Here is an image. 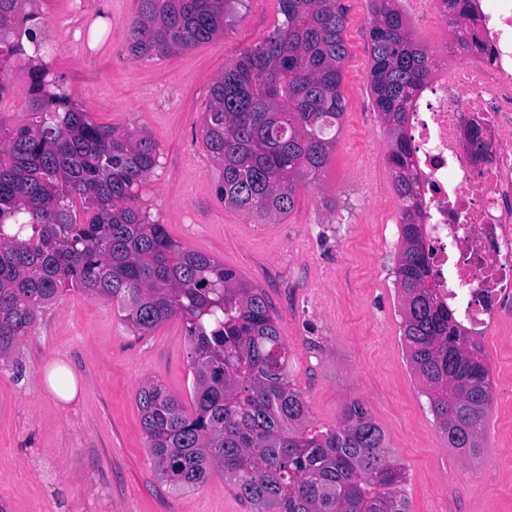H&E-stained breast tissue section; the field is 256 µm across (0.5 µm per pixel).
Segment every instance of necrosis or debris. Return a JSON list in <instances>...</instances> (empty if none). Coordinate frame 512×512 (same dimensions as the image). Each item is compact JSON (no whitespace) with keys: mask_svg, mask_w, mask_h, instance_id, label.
<instances>
[{"mask_svg":"<svg viewBox=\"0 0 512 512\" xmlns=\"http://www.w3.org/2000/svg\"><path fill=\"white\" fill-rule=\"evenodd\" d=\"M410 112L431 283L469 336L512 329V0H476Z\"/></svg>","mask_w":512,"mask_h":512,"instance_id":"necrosis-or-debris-1","label":"necrosis or debris"}]
</instances>
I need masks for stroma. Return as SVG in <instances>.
<instances>
[{"instance_id": "obj_1", "label": "stroma", "mask_w": 512, "mask_h": 512, "mask_svg": "<svg viewBox=\"0 0 512 512\" xmlns=\"http://www.w3.org/2000/svg\"><path fill=\"white\" fill-rule=\"evenodd\" d=\"M338 2L348 48L342 129L319 184L298 187L294 210L275 220L217 199L219 172L201 127L212 83L273 30L277 0H237L223 36L142 59L124 50L137 0L39 7L48 61L74 102L98 123L143 128L157 141L159 165L142 190L152 218L269 296L314 426H335L346 400L358 399L407 467L411 512H512V333L483 342L492 385L484 446L461 458L407 361L395 277L400 227L375 222L397 196L391 137L368 84L373 17L360 15L358 0ZM188 354L182 320L136 336L112 303L65 292L18 363L0 364V512H248L223 475L177 492L155 474L136 393L158 381L189 402ZM57 365L76 378L72 399L49 384Z\"/></svg>"}]
</instances>
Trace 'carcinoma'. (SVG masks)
Segmentation results:
<instances>
[{
  "instance_id": "obj_1",
  "label": "carcinoma",
  "mask_w": 512,
  "mask_h": 512,
  "mask_svg": "<svg viewBox=\"0 0 512 512\" xmlns=\"http://www.w3.org/2000/svg\"><path fill=\"white\" fill-rule=\"evenodd\" d=\"M32 0H0L4 71L26 61L27 110L0 111V362L7 361L66 288L110 301L136 336L182 319L190 344L191 406L159 382L136 394L160 481L176 491L224 473L249 512H410L407 470L383 428L352 399L339 423L310 425L290 380L288 349L267 294L212 257L184 248L154 220L140 191L159 146L142 128L99 124L74 102L38 51L45 18ZM127 51L169 56L224 34L236 0H137ZM467 46L470 0H445ZM281 20L225 63L210 88L203 143L220 169L217 199L260 218H284L297 187L324 172L346 102V14L337 0H278ZM368 82L392 140L400 200L395 269L407 359L448 445L483 447L491 402L483 346L428 287L422 190L408 121L436 60L394 0H371Z\"/></svg>"
}]
</instances>
